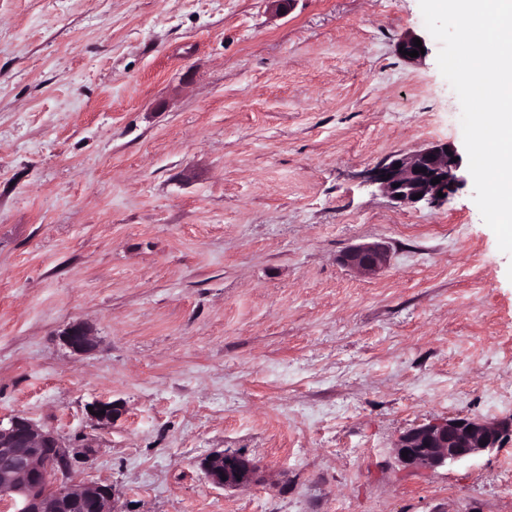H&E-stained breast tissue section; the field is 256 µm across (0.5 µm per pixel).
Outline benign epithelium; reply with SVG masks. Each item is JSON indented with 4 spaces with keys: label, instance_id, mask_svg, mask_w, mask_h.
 <instances>
[{
    "label": "benign epithelium",
    "instance_id": "1",
    "mask_svg": "<svg viewBox=\"0 0 512 512\" xmlns=\"http://www.w3.org/2000/svg\"><path fill=\"white\" fill-rule=\"evenodd\" d=\"M453 144L437 142L410 154H395L374 170L373 181L399 206L435 205L463 183L462 160ZM426 172H420V169ZM440 182L433 185L431 180ZM443 196H438V193ZM386 250L377 245L357 246L343 255V263L364 276L376 274L386 263ZM64 343L77 353L94 348V338L81 323L63 333ZM105 414H99V411ZM97 426L109 429L120 410L111 402L93 405ZM512 424L471 417H453L439 423L412 428L400 436L396 455L400 462L418 469H437L471 460L499 447ZM407 457H402V452ZM209 481L222 488L249 484L257 465L237 452H214L201 462ZM73 461L69 450L51 430L35 424L24 414L0 421V503L11 512H118L115 491L102 483L71 478Z\"/></svg>",
    "mask_w": 512,
    "mask_h": 512
}]
</instances>
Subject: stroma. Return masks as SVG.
I'll return each mask as SVG.
<instances>
[{
	"instance_id": "stroma-1",
	"label": "stroma",
	"mask_w": 512,
	"mask_h": 512,
	"mask_svg": "<svg viewBox=\"0 0 512 512\" xmlns=\"http://www.w3.org/2000/svg\"><path fill=\"white\" fill-rule=\"evenodd\" d=\"M408 33L419 0H0V418L92 438L76 475L120 512H512L511 434L395 455L512 420V257L473 182L401 207L371 178L464 145L439 43L409 61ZM372 242L379 274L340 263ZM224 450L260 481L212 485ZM64 343L77 353H86L94 348V338L82 323H75L63 333ZM461 422V426H457ZM471 426V430H468ZM509 424L471 417H453L412 428L400 436L396 455L401 463L418 469H437L471 460L499 447ZM409 450L407 458L402 452Z\"/></svg>"
}]
</instances>
